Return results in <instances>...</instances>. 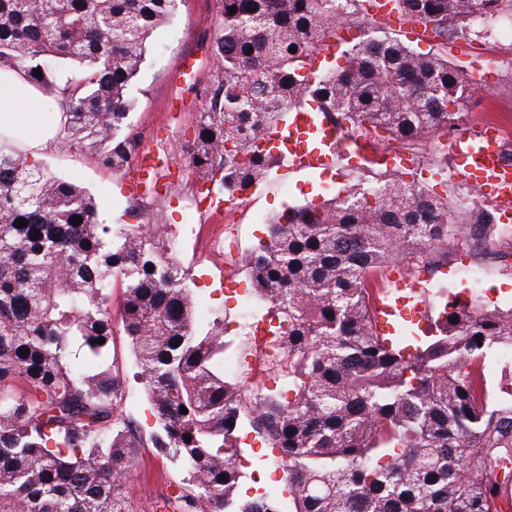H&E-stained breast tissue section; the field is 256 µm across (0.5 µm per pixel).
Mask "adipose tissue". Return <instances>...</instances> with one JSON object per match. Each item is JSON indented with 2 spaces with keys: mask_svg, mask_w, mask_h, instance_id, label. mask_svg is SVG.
Returning a JSON list of instances; mask_svg holds the SVG:
<instances>
[{
  "mask_svg": "<svg viewBox=\"0 0 512 512\" xmlns=\"http://www.w3.org/2000/svg\"><path fill=\"white\" fill-rule=\"evenodd\" d=\"M24 75L14 68L0 69V140L19 139L28 158L56 147L63 136L64 114L49 111L36 89H24Z\"/></svg>",
  "mask_w": 512,
  "mask_h": 512,
  "instance_id": "ef3b65f1",
  "label": "adipose tissue"
}]
</instances>
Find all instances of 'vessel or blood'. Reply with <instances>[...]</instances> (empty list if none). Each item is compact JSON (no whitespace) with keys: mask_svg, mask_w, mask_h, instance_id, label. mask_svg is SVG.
I'll list each match as a JSON object with an SVG mask.
<instances>
[{"mask_svg":"<svg viewBox=\"0 0 512 512\" xmlns=\"http://www.w3.org/2000/svg\"><path fill=\"white\" fill-rule=\"evenodd\" d=\"M500 133L486 125L467 132L451 144L457 159V175L475 185L482 194L497 198L501 204L502 222L512 221V163L504 158ZM334 133L329 125L320 123L316 113L291 114L287 136L272 133L264 141L267 149L287 145L294 154V168L298 171L325 170L334 161L332 146ZM157 155L153 149H143L139 157L138 176L130 186L137 195L157 193ZM409 280L397 278L394 292L383 295L376 302V327L384 336L395 335L397 317H415L416 309L410 308Z\"/></svg>","mask_w":512,"mask_h":512,"instance_id":"vessel-or-blood-1","label":"vessel or blood"}]
</instances>
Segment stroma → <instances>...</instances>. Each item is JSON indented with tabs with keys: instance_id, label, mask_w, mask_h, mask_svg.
I'll use <instances>...</instances> for the list:
<instances>
[{
	"instance_id": "35a3bbf8",
	"label": "stroma",
	"mask_w": 512,
	"mask_h": 512,
	"mask_svg": "<svg viewBox=\"0 0 512 512\" xmlns=\"http://www.w3.org/2000/svg\"><path fill=\"white\" fill-rule=\"evenodd\" d=\"M224 17L217 0H177L173 22L156 29L151 37V53L146 66L133 85L135 106L127 124L139 146L152 147L164 155L166 164L159 178L163 191L157 196H138L129 184L137 158H130L120 171L104 165L99 157L77 149L53 148L39 159L51 171L75 180L95 196L101 221L107 224H197L201 232L176 254L189 273L188 284L197 307L206 309L208 317L224 322L226 362L237 361L232 345L238 328V303L253 288L243 268L225 271L223 256L211 250V238L217 224L234 223L241 254L249 251L267 235V227L250 218L213 212L201 200L202 191L212 198L224 195L219 183L205 184L195 177L190 152L200 115L207 103V92L220 72L211 53V42L221 29ZM448 59L462 69L494 58L497 65L488 86L472 91L462 108L456 132L476 129L485 114L496 110L512 115V66L502 63L512 57V45L498 41L495 27L487 26L464 36H449ZM382 148L397 149L407 159L403 177L433 187L435 192L455 197L458 183L453 177L454 158L446 154L443 135L422 139L416 147L399 146L397 141H382ZM385 172L352 166L339 160L330 171L291 173L281 168L272 172L260 186L247 192L252 209L271 216L286 207L312 202L322 203L351 182L381 183ZM483 270V288L488 300L512 306V223L503 225L494 241L492 252L484 249L462 250L448 246L439 255L436 268L392 266L382 285L394 288L396 277L426 281L434 288L451 291L466 289L459 271L464 266ZM180 473L171 459L154 448L141 450L139 466L124 483L123 492L133 512H150V504L168 486L178 484Z\"/></svg>"
}]
</instances>
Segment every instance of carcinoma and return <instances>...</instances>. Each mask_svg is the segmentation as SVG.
Wrapping results in <instances>:
<instances>
[{"mask_svg": "<svg viewBox=\"0 0 512 512\" xmlns=\"http://www.w3.org/2000/svg\"><path fill=\"white\" fill-rule=\"evenodd\" d=\"M175 2L0 0V68L59 99L61 148L120 170L134 148L131 86ZM224 8L212 42L224 77L191 154L200 181L219 170L229 193L264 182L278 159L260 142L293 105L312 102L350 132L382 129L410 146L460 118L453 106L470 84L441 51L373 37L313 77L309 59L339 29L331 0ZM396 8L446 41L448 26L464 34L475 11L511 13L512 0ZM20 218L28 226L16 227ZM491 231L476 216L468 236ZM459 235L448 198L400 175L283 211L244 268L272 313L267 371L293 398L249 395L248 375L224 376V323L196 322L165 229L100 222L81 184L1 144L0 512H129L122 481L144 443L110 364L116 280L135 376L158 419L151 447L185 471L174 512H512V376L494 383L486 370L512 348V307L425 288L415 299H438L435 334L415 336L405 321L394 340L375 327L371 276L404 260L432 266ZM246 427L277 451L282 494L243 491Z\"/></svg>", "mask_w": 512, "mask_h": 512, "instance_id": "carcinoma-1", "label": "carcinoma"}]
</instances>
